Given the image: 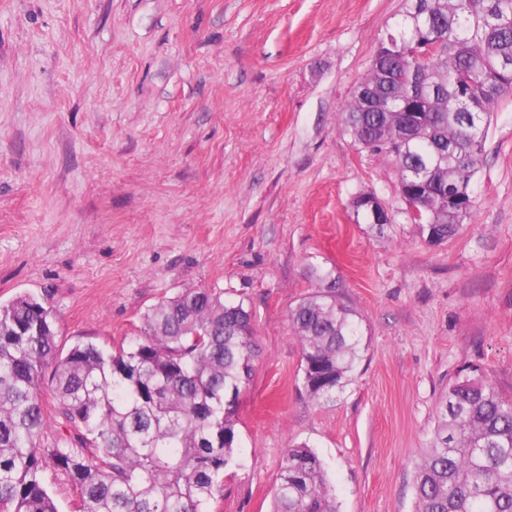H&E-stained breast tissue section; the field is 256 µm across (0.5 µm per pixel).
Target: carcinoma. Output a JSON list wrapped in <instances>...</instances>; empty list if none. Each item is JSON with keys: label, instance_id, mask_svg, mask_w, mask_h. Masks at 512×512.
Listing matches in <instances>:
<instances>
[{"label": "carcinoma", "instance_id": "cac0c4a2", "mask_svg": "<svg viewBox=\"0 0 512 512\" xmlns=\"http://www.w3.org/2000/svg\"><path fill=\"white\" fill-rule=\"evenodd\" d=\"M418 42L435 50L413 54ZM380 44L383 109L358 95L340 119L353 145L390 160L398 192L414 174L422 231L454 238L472 209L445 214L448 186L472 199L490 116L512 90V0H406ZM471 83L474 110L454 100ZM291 311L302 348L303 387L313 400L343 387L360 360L355 310L332 273ZM251 313L244 300L188 289L157 302L141 335L105 349L58 344L53 307L31 294L0 304V512H59L44 483L52 461L78 490L79 512H208L235 460L236 401L252 372ZM75 440L41 447L44 396ZM432 448L414 477L416 512H512V399L489 382L448 385ZM272 512H337L325 469L307 445L286 449Z\"/></svg>", "mask_w": 512, "mask_h": 512}]
</instances>
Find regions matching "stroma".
<instances>
[{
  "mask_svg": "<svg viewBox=\"0 0 512 512\" xmlns=\"http://www.w3.org/2000/svg\"><path fill=\"white\" fill-rule=\"evenodd\" d=\"M404 0H0V303L46 298L62 346L115 347L146 311L215 288L252 312L236 462L212 512H270L286 448L321 459L338 512H414L437 401L478 371L512 399V95L474 209L430 244L392 162L340 108ZM395 214L377 230L352 200ZM331 270L362 359L302 385L291 310Z\"/></svg>",
  "mask_w": 512,
  "mask_h": 512,
  "instance_id": "stroma-1",
  "label": "stroma"
}]
</instances>
